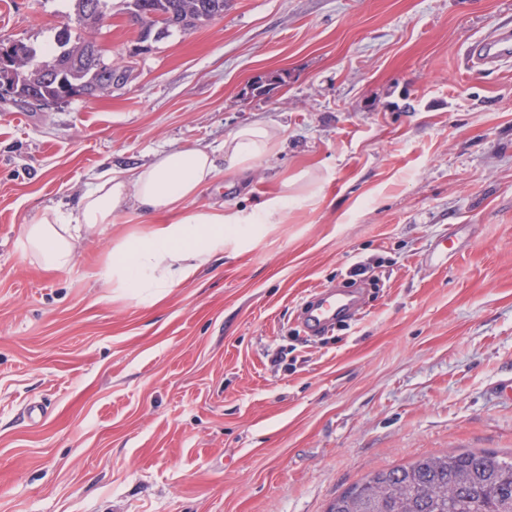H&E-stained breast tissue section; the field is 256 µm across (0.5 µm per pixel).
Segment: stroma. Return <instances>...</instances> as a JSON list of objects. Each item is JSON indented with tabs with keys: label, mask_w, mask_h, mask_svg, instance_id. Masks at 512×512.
<instances>
[{
	"label": "stroma",
	"mask_w": 512,
	"mask_h": 512,
	"mask_svg": "<svg viewBox=\"0 0 512 512\" xmlns=\"http://www.w3.org/2000/svg\"><path fill=\"white\" fill-rule=\"evenodd\" d=\"M69 10L0 0V32L40 48ZM507 17L512 0H230L144 46L112 0L111 96L0 100V512H325L424 455H511L512 59L466 67ZM255 122L276 154L193 207L251 214L305 172L320 196L245 225L193 280L149 298L99 282L142 229L129 211L67 271L16 250L102 172ZM451 232L459 254L430 266ZM350 286L356 313L308 334L307 302Z\"/></svg>",
	"instance_id": "35a3bbf8"
}]
</instances>
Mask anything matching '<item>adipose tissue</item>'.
<instances>
[{"label":"adipose tissue","instance_id":"ef3b65f1","mask_svg":"<svg viewBox=\"0 0 512 512\" xmlns=\"http://www.w3.org/2000/svg\"><path fill=\"white\" fill-rule=\"evenodd\" d=\"M279 135L264 124H250L229 134L217 150L187 146L157 153L150 163L128 170L108 171L80 196L74 210L46 208L36 223L23 225L18 239L24 256L47 271L70 269L81 241L112 228L113 216L131 210L156 217L146 231L126 236L113 246L98 277L104 285L130 294L160 293L195 277L199 269L224 251L242 224L272 218L298 201L318 196L314 182L297 188L283 184L262 216L243 215L221 207L190 209V201L205 187L231 171L256 168L272 155Z\"/></svg>","mask_w":512,"mask_h":512}]
</instances>
